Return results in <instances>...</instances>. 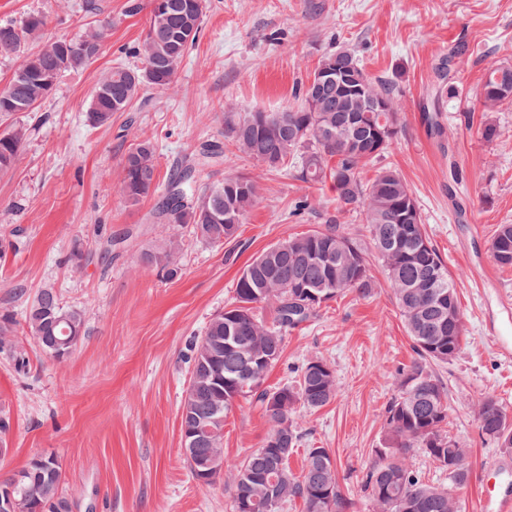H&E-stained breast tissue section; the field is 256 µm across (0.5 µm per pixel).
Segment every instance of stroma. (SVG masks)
I'll use <instances>...</instances> for the list:
<instances>
[{
	"mask_svg": "<svg viewBox=\"0 0 512 512\" xmlns=\"http://www.w3.org/2000/svg\"><path fill=\"white\" fill-rule=\"evenodd\" d=\"M206 0L198 41L179 69L175 89L144 88L110 126L85 115L102 71L141 68L135 50L145 15L128 16L126 0H0V25L21 26L46 15L42 37L79 39L111 20L109 37L84 68L64 73L33 111L17 115L30 128L13 171L0 177V240L22 241L0 258V313L13 314L12 347H0V476L24 468L37 454L62 464L71 512H233L224 482L205 485L187 466L180 403L190 379L189 344L209 318L235 296L243 268L269 246L322 230L336 217L361 239L369 233L359 212L340 207L332 182L309 185L292 167L266 171L224 139L228 112H277L294 103L321 57L346 48L366 73L398 83L403 130L363 180L383 167L410 186L425 230L453 276L466 317L462 354L435 368L448 392V431L469 450L472 472L499 452L480 437L475 403L495 397L512 414V359L497 352L495 335L512 341V318L499 305L512 295V268L492 260L489 240L512 224V103L493 115L501 135H481L478 95L491 65L512 64V0ZM465 51L452 75L456 96L443 103L441 134H432L423 108L435 66L453 48ZM160 144V179L195 159L207 140L224 144L222 163L203 169L201 184L232 174L257 177V206L235 239L210 244L186 237L184 274L159 280L143 251L168 231L147 223L157 197L134 207L112 190L121 159L136 139ZM310 207L295 212L300 199ZM482 228L481 237L471 233ZM81 243L84 259L68 257ZM371 295L345 294L306 326L289 331L281 360L267 382L293 381L298 367L319 358L335 370L340 390L317 410H299L302 434L291 456L300 470L310 448L337 459L340 489L354 512H372L362 478L385 435V411L400 370L415 356L375 251ZM43 288L86 319L82 343L65 360L47 357L21 319L26 299ZM268 425L240 400L224 420V457L241 460L261 445Z\"/></svg>",
	"mask_w": 512,
	"mask_h": 512,
	"instance_id": "1",
	"label": "stroma"
}]
</instances>
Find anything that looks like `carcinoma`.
<instances>
[{"instance_id": "cac0c4a2", "label": "carcinoma", "mask_w": 512, "mask_h": 512, "mask_svg": "<svg viewBox=\"0 0 512 512\" xmlns=\"http://www.w3.org/2000/svg\"><path fill=\"white\" fill-rule=\"evenodd\" d=\"M205 0H127L126 13L147 11L145 36L137 48L144 67H117L99 79L86 119L94 127L112 124L145 85L173 87L177 72L197 42ZM46 16L31 13L23 27L0 26V57L19 54L25 37L40 33ZM111 23L83 39H48L22 57L9 81L0 86V175L10 173L27 141L28 127L12 122L18 112H30L47 99L61 73L86 66L85 45L102 47ZM433 98L456 94V86L440 67ZM301 105L278 112H228L224 131L234 146L269 170L294 163L295 177L305 183L330 178L342 207L367 224L374 248L410 336L416 358L402 369L386 409L385 446L366 472L363 487L373 512H459L455 492L471 479L470 449L451 437L448 394L432 365L446 364L463 350L465 316L454 278L429 240L421 214L403 176L383 167L369 181L363 167L385 153L402 132L401 90L390 81L370 77L348 50L325 54L313 74L298 88ZM512 101V65L495 64L480 89L481 111L490 114ZM156 143L137 139L124 154L116 192L134 206L160 187ZM220 147L207 144L194 163L173 175L160 193L150 218L153 224L189 226L208 243L222 244L237 236L240 224L260 198V182L230 175L196 186L197 168L218 163ZM184 243L170 235L143 262L165 281L183 274ZM494 261L512 266V224L497 226L489 242ZM375 277L362 240L330 222L321 231L285 239L245 266L236 296L214 314L189 346L191 375L180 407L181 434H190L185 452L192 475L210 485L227 476L235 512H282L291 501L303 502L305 512H350L354 508L339 487L337 465L326 448L307 450L301 471L288 466L300 442L294 421L299 408L318 410L336 398V371L322 359L307 362L293 383L265 385L270 369L281 359L288 331L309 322L330 301L350 291L365 297ZM271 305L275 319L264 322L257 309ZM23 322L42 351L63 360L78 347L85 333L82 310L65 306L53 288L41 289L26 302ZM250 398L268 423L260 447L240 461L216 471L213 457L224 459V417L236 402ZM479 434L502 454H512V416L491 396L478 400ZM419 451L448 474V485L426 481L410 464ZM49 455L34 456L24 469L0 478V491L11 485L17 512H70L60 489L62 470Z\"/></svg>"}]
</instances>
